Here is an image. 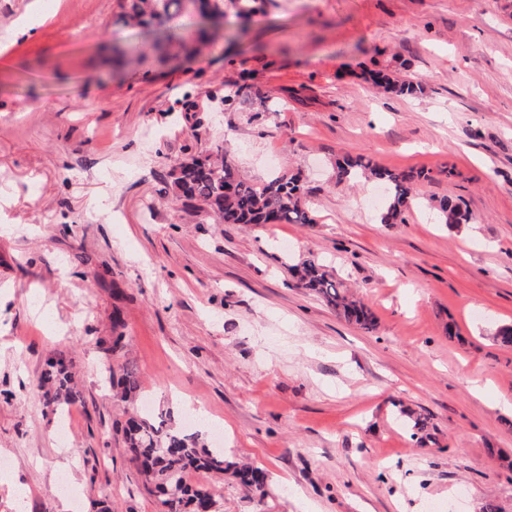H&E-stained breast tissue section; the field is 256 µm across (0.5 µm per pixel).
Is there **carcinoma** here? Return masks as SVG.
Segmentation results:
<instances>
[{"label":"carcinoma","instance_id":"cac0c4a2","mask_svg":"<svg viewBox=\"0 0 512 512\" xmlns=\"http://www.w3.org/2000/svg\"><path fill=\"white\" fill-rule=\"evenodd\" d=\"M178 0H129L128 17L140 24L158 21L162 24L173 17L171 8ZM375 83L388 92L412 95L418 86L396 76L378 73ZM339 179L364 177L385 188L380 213L383 224H401L404 212L412 201L413 186L430 178L423 170H390L363 154L346 153L336 162ZM167 189L175 203L183 209L199 210L222 224H313L315 219L305 205L309 193L306 183L298 177L276 176L255 182L245 177L229 157L218 148L216 155L190 154L173 162L167 172ZM436 210L446 224H467L468 213L449 198L439 200ZM298 286L319 298L346 322L368 332L376 325L370 307L352 299L345 283L326 269L318 260H307L288 267ZM109 388H119L122 398L132 400L140 392L138 372L125 364L115 371L103 363ZM72 383L69 365L62 358L32 382L33 391L42 395L45 404L55 411L68 410L82 403L79 391ZM397 419L410 428L419 442L431 438L429 417L397 404ZM123 442L130 460L138 465L154 486L161 505L160 512H218L216 501L208 491L191 484L192 471L207 470L222 473L232 471L237 483L246 491L264 493L266 473L251 465L228 462L224 449L209 448L197 431L190 432L169 412L152 417L131 415L121 428Z\"/></svg>","mask_w":512,"mask_h":512}]
</instances>
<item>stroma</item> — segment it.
<instances>
[{"label":"stroma","instance_id":"1","mask_svg":"<svg viewBox=\"0 0 512 512\" xmlns=\"http://www.w3.org/2000/svg\"><path fill=\"white\" fill-rule=\"evenodd\" d=\"M126 9L0 0V512H160L106 360L136 367L150 407L203 408L225 459L266 472L262 497L192 472L220 512H512V347L494 340L512 326V0H258L211 25L186 4L165 51ZM378 72L420 90L385 92ZM188 96L207 116L196 138ZM219 146L251 179L300 175L314 223L173 203L170 164ZM347 151L432 172L405 223L380 222L372 182H338ZM446 196L471 223H437ZM309 258L374 331L298 288L288 267ZM116 312L126 347L109 359ZM59 354L83 396L66 443L29 389ZM399 402L434 442L394 423Z\"/></svg>","mask_w":512,"mask_h":512}]
</instances>
